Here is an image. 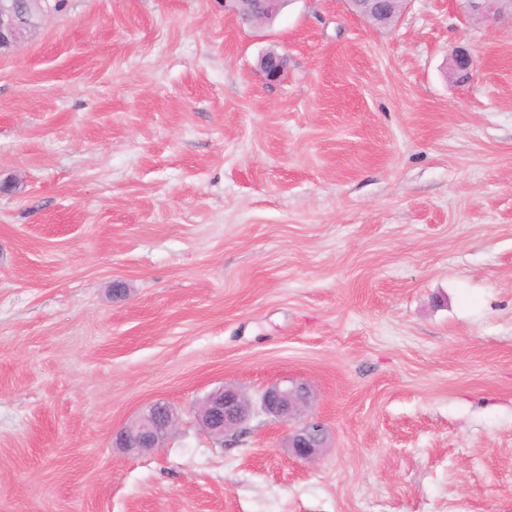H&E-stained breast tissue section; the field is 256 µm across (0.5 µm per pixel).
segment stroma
Returning a JSON list of instances; mask_svg holds the SVG:
<instances>
[{"label": "stroma", "instance_id": "stroma-1", "mask_svg": "<svg viewBox=\"0 0 512 512\" xmlns=\"http://www.w3.org/2000/svg\"><path fill=\"white\" fill-rule=\"evenodd\" d=\"M5 178L0 512H512V20L65 0L0 55ZM286 379L315 461L195 421ZM178 420L169 405L155 402L146 407L133 424L116 431L112 445L137 453L161 448L174 433Z\"/></svg>", "mask_w": 512, "mask_h": 512}]
</instances>
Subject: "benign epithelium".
Segmentation results:
<instances>
[{
	"label": "benign epithelium",
	"mask_w": 512,
	"mask_h": 512,
	"mask_svg": "<svg viewBox=\"0 0 512 512\" xmlns=\"http://www.w3.org/2000/svg\"><path fill=\"white\" fill-rule=\"evenodd\" d=\"M350 2L358 14L375 23L396 0ZM44 3L45 0H0V52L15 47L26 38L35 27L30 17L43 14ZM279 59L280 54L274 52L259 60L260 72L269 83L278 81L284 73ZM311 401V390L303 383L275 384L261 395L260 410L265 415L282 423H293L286 448L290 455L303 460L317 458L328 437L320 420L305 415ZM251 418L252 407L243 404L242 393L226 385L211 393L197 411V419L219 440L242 433ZM178 420L177 413L169 405L155 402L146 407L133 424L116 431L112 445L129 452L153 451L168 441Z\"/></svg>",
	"instance_id": "benign-epithelium-1"
}]
</instances>
